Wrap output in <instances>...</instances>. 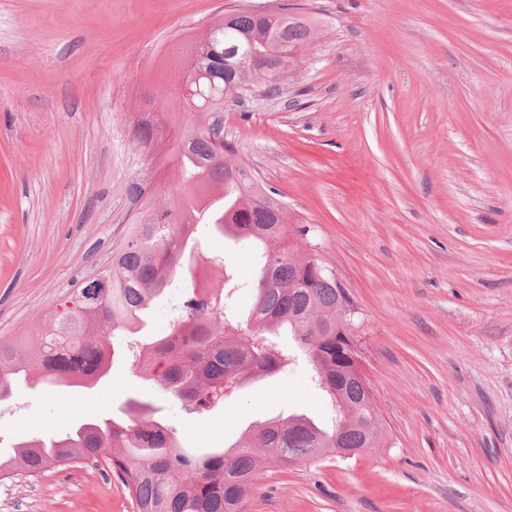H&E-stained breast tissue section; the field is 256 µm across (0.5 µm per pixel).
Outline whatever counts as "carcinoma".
Segmentation results:
<instances>
[{
    "label": "carcinoma",
    "mask_w": 512,
    "mask_h": 512,
    "mask_svg": "<svg viewBox=\"0 0 512 512\" xmlns=\"http://www.w3.org/2000/svg\"><path fill=\"white\" fill-rule=\"evenodd\" d=\"M316 35L304 15L287 14L268 33L260 17L233 9L193 41L180 73L192 95L179 99L178 134L170 138V118L152 112L140 113L132 128L141 148L167 146L177 193L162 206L145 207L112 249L99 271L101 292L83 284L59 300L24 353L0 341V402L20 380L63 387L65 377L127 358L131 344L120 345L121 337L178 282L180 315L146 345L138 375L194 412L221 404L249 378L288 371L298 350L336 412L332 426L303 414L278 416L225 450L200 452L181 447L173 428L148 417L150 403L131 400L125 417L88 423L82 434L50 431L20 443L14 455L0 458V480L19 469L36 476L103 458L138 512H243L263 466L329 452L341 457L346 448L381 442L383 423L357 367L359 322L341 315L349 296L319 259L297 248L305 229L288 224L281 194L263 187L231 143L211 137L224 122L225 103L278 89ZM199 224L262 253L244 325L224 289L196 284L197 269L213 263L195 239Z\"/></svg>",
    "instance_id": "obj_1"
}]
</instances>
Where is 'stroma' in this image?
<instances>
[{
    "label": "stroma",
    "instance_id": "stroma-1",
    "mask_svg": "<svg viewBox=\"0 0 512 512\" xmlns=\"http://www.w3.org/2000/svg\"><path fill=\"white\" fill-rule=\"evenodd\" d=\"M240 7L319 30L279 92L228 104L224 136L357 306L385 428L352 459L262 468L245 512H512V0H0V339L24 344L109 262L138 190L174 185L131 128L177 111L174 51ZM198 235L247 310L256 254ZM309 376L256 377L195 414L125 365L64 401L22 386L0 453L131 399L200 450L288 411L331 425ZM0 512L137 506L101 460L15 472Z\"/></svg>",
    "mask_w": 512,
    "mask_h": 512
}]
</instances>
